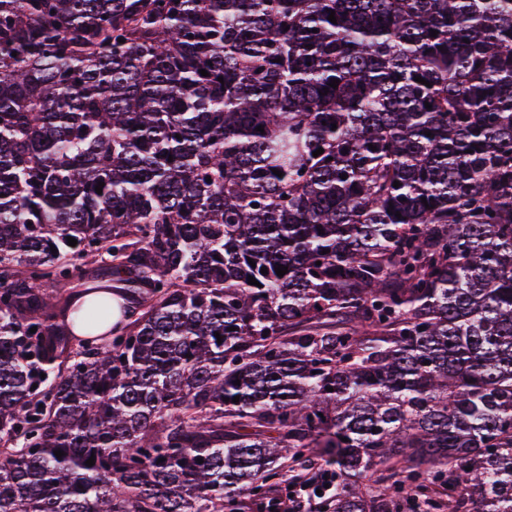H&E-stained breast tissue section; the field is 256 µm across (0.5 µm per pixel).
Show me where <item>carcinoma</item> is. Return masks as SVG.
I'll return each mask as SVG.
<instances>
[{"mask_svg":"<svg viewBox=\"0 0 512 512\" xmlns=\"http://www.w3.org/2000/svg\"><path fill=\"white\" fill-rule=\"evenodd\" d=\"M285 481L512 512V0H0V512Z\"/></svg>","mask_w":512,"mask_h":512,"instance_id":"cac0c4a2","label":"carcinoma"}]
</instances>
